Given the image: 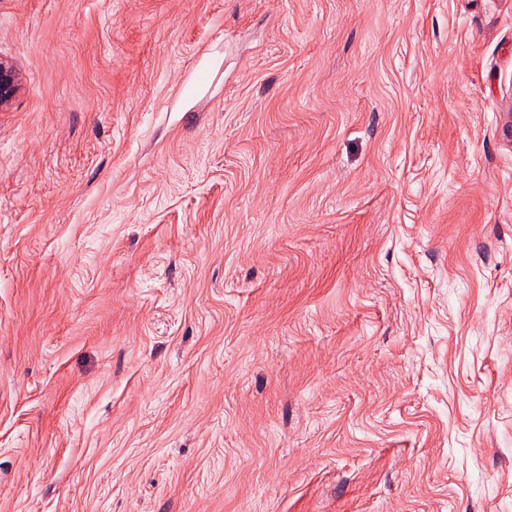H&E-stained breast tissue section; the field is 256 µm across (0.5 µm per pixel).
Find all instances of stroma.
I'll return each mask as SVG.
<instances>
[{
    "mask_svg": "<svg viewBox=\"0 0 512 512\" xmlns=\"http://www.w3.org/2000/svg\"><path fill=\"white\" fill-rule=\"evenodd\" d=\"M0 57V512H512V0H0ZM19 89L17 70L7 60L0 58V110L8 108Z\"/></svg>",
    "mask_w": 512,
    "mask_h": 512,
    "instance_id": "obj_1",
    "label": "stroma"
}]
</instances>
